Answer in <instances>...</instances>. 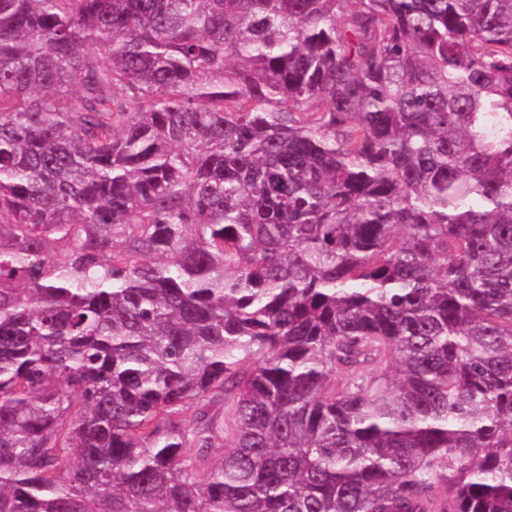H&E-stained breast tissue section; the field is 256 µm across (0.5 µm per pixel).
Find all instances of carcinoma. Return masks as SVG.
Here are the masks:
<instances>
[{"mask_svg":"<svg viewBox=\"0 0 512 512\" xmlns=\"http://www.w3.org/2000/svg\"><path fill=\"white\" fill-rule=\"evenodd\" d=\"M0 512H512V0H0Z\"/></svg>","mask_w":512,"mask_h":512,"instance_id":"cac0c4a2","label":"carcinoma"}]
</instances>
